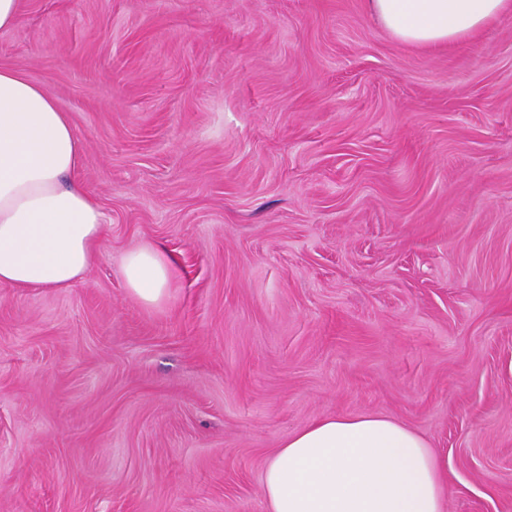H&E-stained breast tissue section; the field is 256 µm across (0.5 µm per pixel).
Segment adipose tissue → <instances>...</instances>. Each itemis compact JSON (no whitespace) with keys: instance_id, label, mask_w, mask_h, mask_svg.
I'll list each match as a JSON object with an SVG mask.
<instances>
[{"instance_id":"ef3b65f1","label":"adipose tissue","mask_w":512,"mask_h":512,"mask_svg":"<svg viewBox=\"0 0 512 512\" xmlns=\"http://www.w3.org/2000/svg\"><path fill=\"white\" fill-rule=\"evenodd\" d=\"M400 43L446 47L512 14V0H367ZM81 153L70 117L23 72L0 67V282L66 288L83 276L104 215L72 178ZM176 266L133 249L129 291L159 304ZM442 457L418 433L373 415L323 418L276 448L263 473L266 512H444Z\"/></svg>"}]
</instances>
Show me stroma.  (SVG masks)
<instances>
[{
	"label": "stroma",
	"instance_id": "1",
	"mask_svg": "<svg viewBox=\"0 0 512 512\" xmlns=\"http://www.w3.org/2000/svg\"><path fill=\"white\" fill-rule=\"evenodd\" d=\"M0 66L106 218L80 281L0 283V512H265L281 442L359 414L512 512V15L425 50L365 0H23ZM175 272L173 261L159 249H132L123 262L126 287L150 306L163 301Z\"/></svg>",
	"mask_w": 512,
	"mask_h": 512
}]
</instances>
